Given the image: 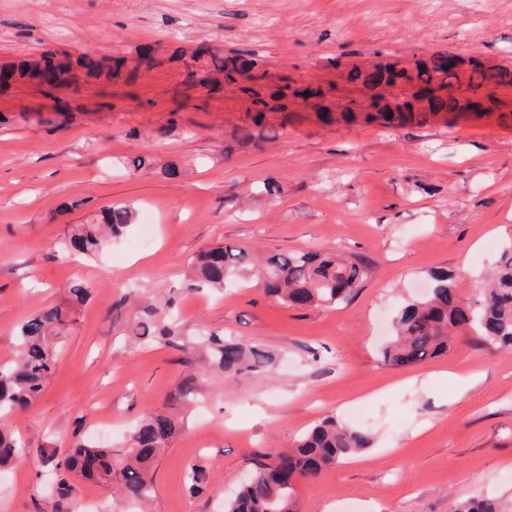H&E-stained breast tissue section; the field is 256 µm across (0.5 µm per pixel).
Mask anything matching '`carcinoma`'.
<instances>
[{
    "instance_id": "obj_1",
    "label": "carcinoma",
    "mask_w": 512,
    "mask_h": 512,
    "mask_svg": "<svg viewBox=\"0 0 512 512\" xmlns=\"http://www.w3.org/2000/svg\"><path fill=\"white\" fill-rule=\"evenodd\" d=\"M58 81L66 83L72 65L43 52ZM262 67L254 57H226L220 71L224 81L235 82L240 70ZM348 79L370 91L369 100L378 111H369L365 101L351 100L330 111L328 89L317 83L298 93L288 83L271 87L264 76L243 88L251 101L246 117L235 129L242 145H260L277 137L276 129L264 120V112L277 108L284 112L301 97L326 122H351L360 114L365 121L378 120L390 126L420 122L434 112H507L512 96V72L485 68L472 58L468 68L451 71L438 63V55L419 59L406 69L397 61L379 62L368 68H354ZM135 220L134 209L112 205L74 224L65 246L86 256L96 255L112 238L121 236ZM187 288L222 290L235 279L255 273L266 295L285 306H333L352 299L370 278L369 266L355 255L337 253H277L256 251L223 244L201 251L190 261ZM428 295L405 305L397 315L395 336L381 351V360L390 367L420 364L448 352L457 330L475 333L486 346L512 347V246L504 248L495 266L486 275L482 297L476 307L464 303L458 293L457 277L446 272L432 275ZM88 289L76 284L69 299L41 310L22 322L16 330V357L0 364V467L20 462L26 449L18 445L2 420L35 402L54 373L59 344L74 322V306L84 302ZM173 330L157 326L153 319L137 323L135 335L149 342L155 336H169ZM203 344L208 367L227 374H260L268 370L272 358L255 347L247 348L216 332L205 335ZM177 421L163 413L144 416L130 435V447L119 457L107 448L77 443L55 462L60 470L58 500L69 491L68 475L79 476L109 486L124 499L145 503L154 494L152 463L162 448L179 431ZM373 445L372 436L349 427L330 416L301 437L290 450L275 454L272 462L257 461L252 478L224 500V512H294V487L302 479H314L321 472ZM189 489L199 490L209 483L203 465L194 464L186 473ZM458 512H506L505 503L481 498L463 503Z\"/></svg>"
}]
</instances>
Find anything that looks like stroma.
<instances>
[{
	"mask_svg": "<svg viewBox=\"0 0 512 512\" xmlns=\"http://www.w3.org/2000/svg\"><path fill=\"white\" fill-rule=\"evenodd\" d=\"M202 61H194L199 48ZM51 50L121 57L133 68L53 93L0 94V364L19 324L88 288L41 396L10 419L32 453L0 468V512H138L107 486L71 477L62 509L51 465L76 441L122 453L144 415L181 423L153 466L149 512H221L254 461L335 416L374 443L296 485V512H457L512 502V348L457 338L446 355L382 365L398 310L431 273L474 302L512 243V122L498 113L395 129L269 113L278 138L237 146L249 103L216 60L258 54L274 79L306 85L386 56L454 52L512 69V0H0V65ZM150 51L152 68L137 67ZM194 69L193 82L185 72ZM151 157L132 174L127 158ZM183 169L168 178L169 167ZM276 195L262 191L267 181ZM129 204L137 218L97 256L61 246L71 225ZM228 243L266 254H355L372 274L350 301L287 307L256 279L187 290L196 253ZM173 300V332H132ZM205 331L256 346L269 375L209 370ZM192 386V400L182 390ZM210 482L189 492L186 472Z\"/></svg>",
	"mask_w": 512,
	"mask_h": 512,
	"instance_id": "stroma-1",
	"label": "stroma"
}]
</instances>
